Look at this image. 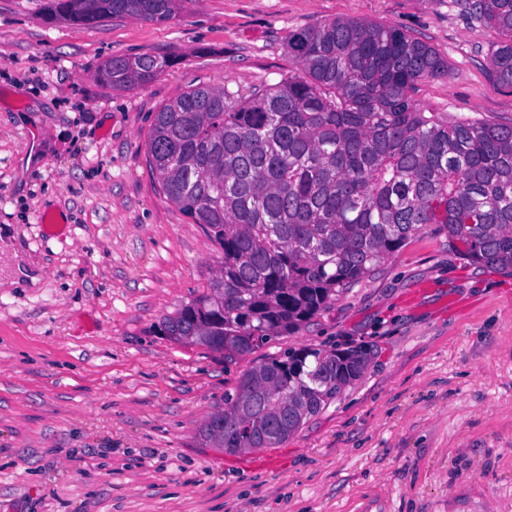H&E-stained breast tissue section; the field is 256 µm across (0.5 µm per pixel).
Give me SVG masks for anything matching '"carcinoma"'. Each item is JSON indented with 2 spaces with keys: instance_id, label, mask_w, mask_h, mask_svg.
I'll return each mask as SVG.
<instances>
[{
  "instance_id": "1",
  "label": "carcinoma",
  "mask_w": 512,
  "mask_h": 512,
  "mask_svg": "<svg viewBox=\"0 0 512 512\" xmlns=\"http://www.w3.org/2000/svg\"><path fill=\"white\" fill-rule=\"evenodd\" d=\"M500 36L498 83L512 86V0H465ZM176 0H49L75 25L165 22ZM299 73L244 94L197 85L156 112L148 164L167 199L224 254L208 292L163 319L178 342L255 351L326 310L432 227L473 264L512 275V125L448 121L411 93L448 74L424 42L378 23L335 19L288 32ZM175 59L115 56L112 87L144 85ZM364 347L302 348L244 371L200 437L227 452L277 448L365 372Z\"/></svg>"
}]
</instances>
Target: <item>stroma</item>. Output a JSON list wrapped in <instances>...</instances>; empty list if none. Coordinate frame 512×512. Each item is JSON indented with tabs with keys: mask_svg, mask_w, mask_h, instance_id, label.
<instances>
[{
	"mask_svg": "<svg viewBox=\"0 0 512 512\" xmlns=\"http://www.w3.org/2000/svg\"><path fill=\"white\" fill-rule=\"evenodd\" d=\"M47 2L0 0V512H512V276L427 229L228 363L158 331L222 254L147 161L163 104L276 84L298 70L289 31L337 18L434 48L448 75L417 82L424 111L512 125L497 33L450 0H178L163 23L87 26L45 21ZM143 53L177 63L130 89L99 79L104 59ZM363 345L361 379L282 447L200 438L260 359Z\"/></svg>",
	"mask_w": 512,
	"mask_h": 512,
	"instance_id": "1",
	"label": "stroma"
}]
</instances>
